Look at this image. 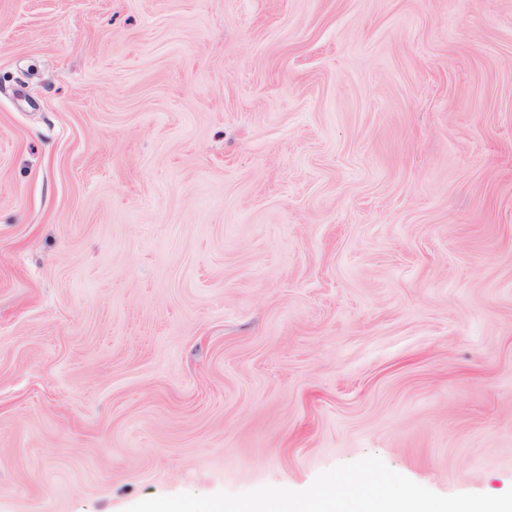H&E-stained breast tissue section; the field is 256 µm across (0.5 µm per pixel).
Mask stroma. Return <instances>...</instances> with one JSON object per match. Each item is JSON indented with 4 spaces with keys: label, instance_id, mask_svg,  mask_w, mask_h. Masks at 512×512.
Returning a JSON list of instances; mask_svg holds the SVG:
<instances>
[{
    "label": "stroma",
    "instance_id": "stroma-1",
    "mask_svg": "<svg viewBox=\"0 0 512 512\" xmlns=\"http://www.w3.org/2000/svg\"><path fill=\"white\" fill-rule=\"evenodd\" d=\"M512 488V0H0V512Z\"/></svg>",
    "mask_w": 512,
    "mask_h": 512
}]
</instances>
